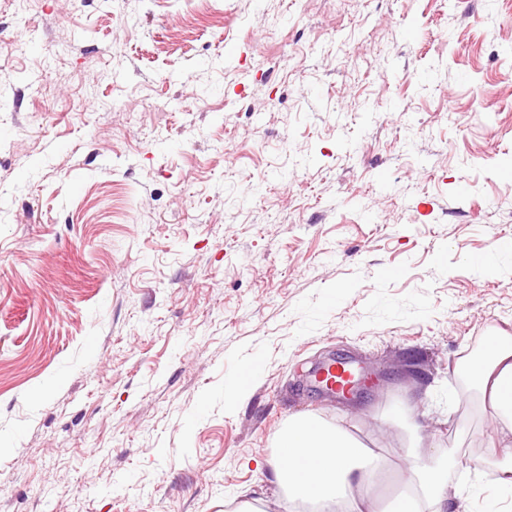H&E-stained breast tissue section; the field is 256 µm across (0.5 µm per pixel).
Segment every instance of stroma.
Here are the masks:
<instances>
[{
    "label": "stroma",
    "mask_w": 512,
    "mask_h": 512,
    "mask_svg": "<svg viewBox=\"0 0 512 512\" xmlns=\"http://www.w3.org/2000/svg\"><path fill=\"white\" fill-rule=\"evenodd\" d=\"M510 42L512 0H0V512H284L300 416L512 512L460 373L512 334ZM317 389L329 396H347L354 392L365 379L364 367L357 361L331 360L323 363L312 372Z\"/></svg>",
    "instance_id": "stroma-1"
}]
</instances>
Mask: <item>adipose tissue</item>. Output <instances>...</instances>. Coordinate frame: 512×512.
<instances>
[{"label": "adipose tissue", "instance_id": "adipose-tissue-1", "mask_svg": "<svg viewBox=\"0 0 512 512\" xmlns=\"http://www.w3.org/2000/svg\"><path fill=\"white\" fill-rule=\"evenodd\" d=\"M483 412L493 427L485 452L499 469L498 488L512 495V336L492 338L485 361L472 369ZM422 440L409 452L396 512H458L448 491V462L430 464ZM386 465L366 455L346 432L303 416L289 423L271 462L272 482L285 491V503L311 505L313 512H378L368 489Z\"/></svg>", "mask_w": 512, "mask_h": 512}]
</instances>
